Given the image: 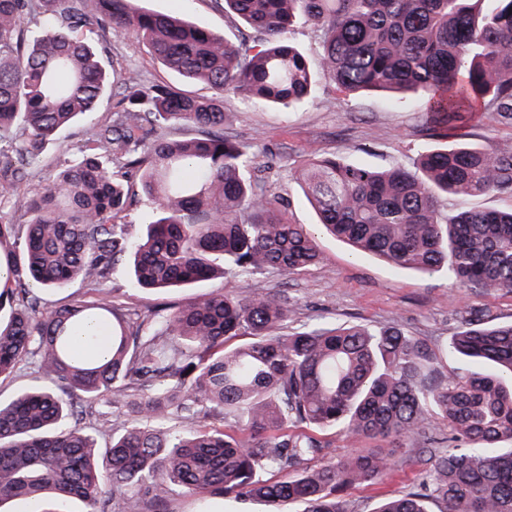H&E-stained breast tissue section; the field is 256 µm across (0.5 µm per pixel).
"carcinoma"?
<instances>
[{
    "instance_id": "1",
    "label": "carcinoma",
    "mask_w": 512,
    "mask_h": 512,
    "mask_svg": "<svg viewBox=\"0 0 512 512\" xmlns=\"http://www.w3.org/2000/svg\"><path fill=\"white\" fill-rule=\"evenodd\" d=\"M48 1L41 31L24 25ZM133 2L0 0V202L60 131L112 97L78 158L19 203L26 223L0 222L14 283L0 291V379L26 362L49 381L0 403V508L76 498L86 512H164L176 489L202 502L252 497L271 512L296 502L355 512L348 491L404 460L351 451L308 467L329 456V430L428 455L421 487L375 512H431L434 502L512 512V322L476 310L436 350L397 327L290 333L287 302L271 292L201 293L144 314L96 297L124 259L137 287L157 291L320 262L285 199L245 178L257 157L224 133L226 96L285 107L310 97L318 72L288 37L296 19L322 33L320 73L337 90L421 93L429 130L457 139L480 110L512 125V0H214L261 36L257 50ZM108 31L142 39L177 80L212 96L109 70L95 41ZM174 125L200 135L160 134ZM293 177L318 225L356 252L396 270H444L466 291L512 293V210L448 219L441 209L450 197H512V147L457 143L387 170L306 154ZM136 185L153 207L130 240L122 219ZM76 279L92 295L60 305L31 287L56 292ZM89 321L109 334L102 350L85 341ZM240 336L248 341L225 347ZM448 352L471 369L433 375ZM84 406L93 425L69 424ZM435 419L448 433L431 431ZM100 434L111 438L104 450Z\"/></svg>"
}]
</instances>
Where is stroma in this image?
<instances>
[{"label":"stroma","mask_w":512,"mask_h":512,"mask_svg":"<svg viewBox=\"0 0 512 512\" xmlns=\"http://www.w3.org/2000/svg\"><path fill=\"white\" fill-rule=\"evenodd\" d=\"M140 8L174 12L235 43H254L255 33L216 8L213 0H138ZM105 64L121 73H134L149 83L172 82V75L137 38L107 35ZM224 128L250 145L259 162H272L264 171L266 186L284 194L288 217L295 224H313L314 210L297 182L288 174L309 152L336 153L351 162L374 169L412 166L417 155L446 146L430 135L427 115L420 102L400 99L383 105L380 97L345 95L333 82L319 77L310 100L289 107L258 106L240 97L225 99ZM91 128L82 121L67 130L59 144L47 146L38 158L31 178L20 188L22 196L39 195L50 174L74 159ZM320 264L286 278L263 270L249 275H230L224 280L200 283L196 289L156 292L134 287L126 263L114 266L103 282V299L143 313L167 304L185 303L193 292L224 290L239 297L258 292H279L288 301L289 331L314 323H358L374 327L398 326L407 334L446 345L473 309L489 312L492 319L512 320V293L471 294L453 287L446 273L422 274L399 271L371 255L354 254L347 244L319 235ZM405 464L390 476L349 490L356 512H375L379 502L418 489L424 466L415 463V451L403 449Z\"/></svg>","instance_id":"obj_1"}]
</instances>
